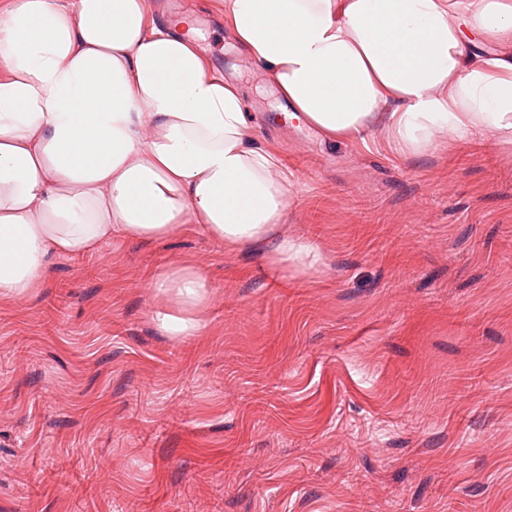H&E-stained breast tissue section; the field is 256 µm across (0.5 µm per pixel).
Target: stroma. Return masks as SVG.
<instances>
[{
    "instance_id": "obj_1",
    "label": "stroma",
    "mask_w": 512,
    "mask_h": 512,
    "mask_svg": "<svg viewBox=\"0 0 512 512\" xmlns=\"http://www.w3.org/2000/svg\"><path fill=\"white\" fill-rule=\"evenodd\" d=\"M196 45L294 175L276 273L202 235L58 257L0 299V512H512V165L481 143L400 160L285 120L208 0ZM200 263L204 335L151 316ZM65 302L63 322H46Z\"/></svg>"
}]
</instances>
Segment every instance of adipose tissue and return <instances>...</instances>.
<instances>
[{"instance_id": "obj_1", "label": "adipose tissue", "mask_w": 512, "mask_h": 512, "mask_svg": "<svg viewBox=\"0 0 512 512\" xmlns=\"http://www.w3.org/2000/svg\"><path fill=\"white\" fill-rule=\"evenodd\" d=\"M238 51L322 134L402 157L490 142L512 161V0H217ZM291 183L239 88L148 0H0V298L114 237L200 232L269 268L317 270L284 228ZM148 288L166 336L201 335L210 283Z\"/></svg>"}]
</instances>
